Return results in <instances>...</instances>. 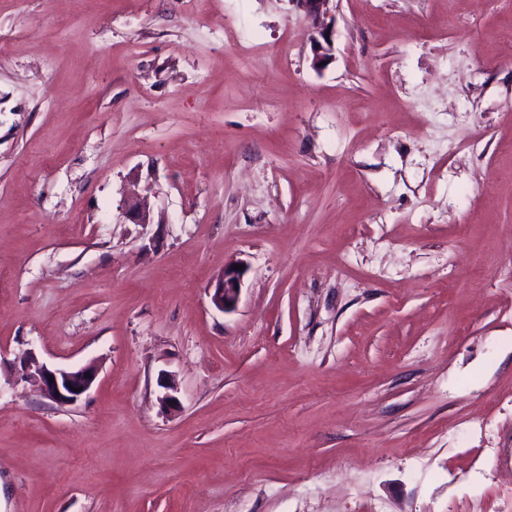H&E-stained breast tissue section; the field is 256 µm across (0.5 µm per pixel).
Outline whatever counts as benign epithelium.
Returning a JSON list of instances; mask_svg holds the SVG:
<instances>
[{
	"instance_id": "benign-epithelium-1",
	"label": "benign epithelium",
	"mask_w": 512,
	"mask_h": 512,
	"mask_svg": "<svg viewBox=\"0 0 512 512\" xmlns=\"http://www.w3.org/2000/svg\"><path fill=\"white\" fill-rule=\"evenodd\" d=\"M296 7L309 19L315 29L312 43L311 65L315 70L324 69L322 62L331 61L333 40L326 39L327 31L334 29L329 4L332 0H292ZM245 270H235L233 265L224 266V272L211 286V302L213 306L229 313L237 308L242 289ZM24 379L33 384L51 401L66 405L76 402L95 382L97 372L92 365L78 369L50 368L35 361L32 354L21 360ZM160 386L165 393L160 397L162 407L170 409L178 405V399L172 394L176 390L174 381L164 376Z\"/></svg>"
}]
</instances>
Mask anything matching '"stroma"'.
Here are the masks:
<instances>
[{
    "label": "stroma",
    "mask_w": 512,
    "mask_h": 512,
    "mask_svg": "<svg viewBox=\"0 0 512 512\" xmlns=\"http://www.w3.org/2000/svg\"><path fill=\"white\" fill-rule=\"evenodd\" d=\"M335 18L0 0V512H512V0ZM334 0H292L296 7L309 19L315 29L312 43L311 65L315 70L324 69L332 59L334 19L331 16L329 4ZM329 19V21H327ZM330 30V34H327ZM329 36V40H326ZM327 64L322 65V62ZM239 263H231L226 265L222 275L216 279L211 286V302L213 306L224 312H233L238 305L240 292L242 289L243 277L246 269L235 270L233 265ZM21 365L25 372L24 379L37 387L46 398L61 405L76 402L92 387L97 376L92 365L78 369L49 368L37 363L31 353L22 358ZM86 374H90V377H86ZM73 388L79 389V392L73 391Z\"/></svg>",
    "instance_id": "35a3bbf8"
}]
</instances>
